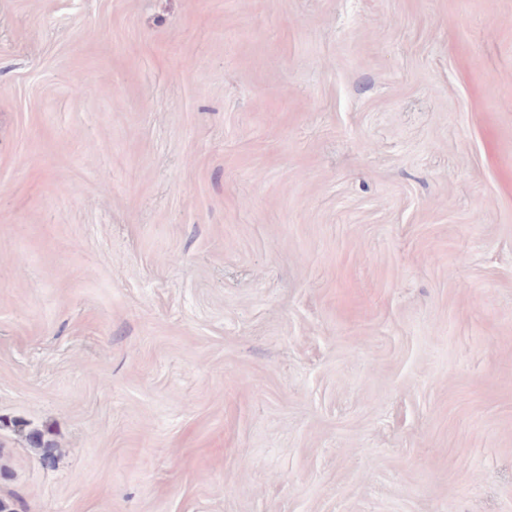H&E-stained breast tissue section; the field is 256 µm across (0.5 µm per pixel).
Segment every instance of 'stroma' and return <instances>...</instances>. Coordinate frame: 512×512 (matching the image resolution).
Returning <instances> with one entry per match:
<instances>
[{
  "mask_svg": "<svg viewBox=\"0 0 512 512\" xmlns=\"http://www.w3.org/2000/svg\"><path fill=\"white\" fill-rule=\"evenodd\" d=\"M0 499L512 512V0H0Z\"/></svg>",
  "mask_w": 512,
  "mask_h": 512,
  "instance_id": "35a3bbf8",
  "label": "stroma"
}]
</instances>
